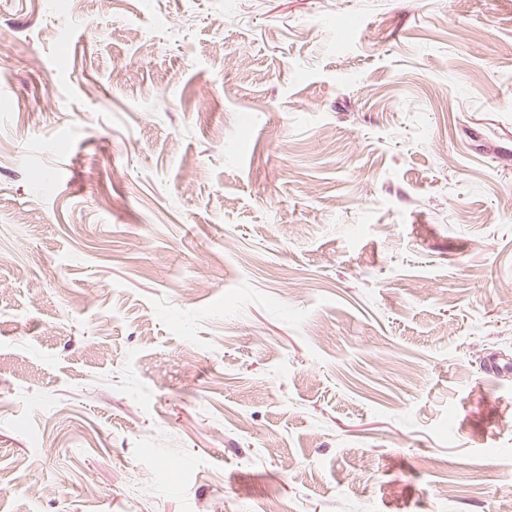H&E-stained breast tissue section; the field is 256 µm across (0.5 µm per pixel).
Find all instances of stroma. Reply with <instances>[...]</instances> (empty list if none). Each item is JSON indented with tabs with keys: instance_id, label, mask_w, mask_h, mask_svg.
Here are the masks:
<instances>
[{
	"instance_id": "1",
	"label": "stroma",
	"mask_w": 512,
	"mask_h": 512,
	"mask_svg": "<svg viewBox=\"0 0 512 512\" xmlns=\"http://www.w3.org/2000/svg\"><path fill=\"white\" fill-rule=\"evenodd\" d=\"M512 0H0V512H512Z\"/></svg>"
}]
</instances>
